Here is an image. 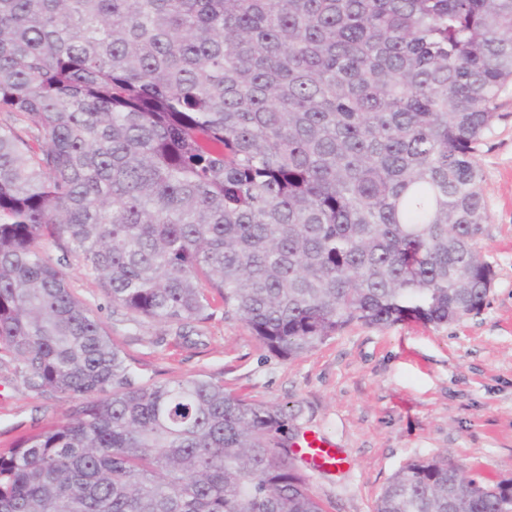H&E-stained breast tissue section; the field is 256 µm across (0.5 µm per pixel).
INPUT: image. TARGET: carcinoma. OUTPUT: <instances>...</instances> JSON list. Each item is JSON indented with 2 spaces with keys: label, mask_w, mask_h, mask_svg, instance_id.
Returning a JSON list of instances; mask_svg holds the SVG:
<instances>
[{
  "label": "carcinoma",
  "mask_w": 512,
  "mask_h": 512,
  "mask_svg": "<svg viewBox=\"0 0 512 512\" xmlns=\"http://www.w3.org/2000/svg\"><path fill=\"white\" fill-rule=\"evenodd\" d=\"M510 82L512 0H0V358L77 401L0 448V512H324L283 408L137 381L40 244L146 320L215 292L283 359L455 321ZM376 512H512V478L420 459Z\"/></svg>",
  "instance_id": "obj_1"
}]
</instances>
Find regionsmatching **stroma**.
Segmentation results:
<instances>
[{
    "label": "stroma",
    "instance_id": "1",
    "mask_svg": "<svg viewBox=\"0 0 512 512\" xmlns=\"http://www.w3.org/2000/svg\"><path fill=\"white\" fill-rule=\"evenodd\" d=\"M499 104L500 117L476 156L490 208L478 246L495 276L483 308L447 325L355 323L282 359L244 323L225 317L221 298L204 322L140 319L113 306L54 242L43 248L144 380L220 381L247 400L287 406L289 437L314 430L331 438L343 464L307 475L325 512H375L397 471L442 453L494 484L512 478V84ZM183 335L190 343H180ZM73 409L70 398L34 391L15 364L0 363V448Z\"/></svg>",
    "mask_w": 512,
    "mask_h": 512
}]
</instances>
